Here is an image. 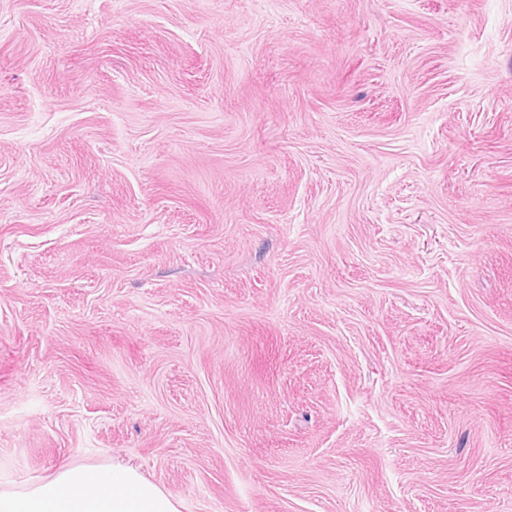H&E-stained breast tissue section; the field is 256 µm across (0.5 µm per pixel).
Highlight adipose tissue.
Wrapping results in <instances>:
<instances>
[{
  "instance_id": "obj_1",
  "label": "adipose tissue",
  "mask_w": 512,
  "mask_h": 512,
  "mask_svg": "<svg viewBox=\"0 0 512 512\" xmlns=\"http://www.w3.org/2000/svg\"><path fill=\"white\" fill-rule=\"evenodd\" d=\"M0 512H178L135 468L65 466L48 480L0 489Z\"/></svg>"
}]
</instances>
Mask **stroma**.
Segmentation results:
<instances>
[{
    "instance_id": "35a3bbf8",
    "label": "stroma",
    "mask_w": 512,
    "mask_h": 512,
    "mask_svg": "<svg viewBox=\"0 0 512 512\" xmlns=\"http://www.w3.org/2000/svg\"><path fill=\"white\" fill-rule=\"evenodd\" d=\"M512 512V0H0V484Z\"/></svg>"
}]
</instances>
